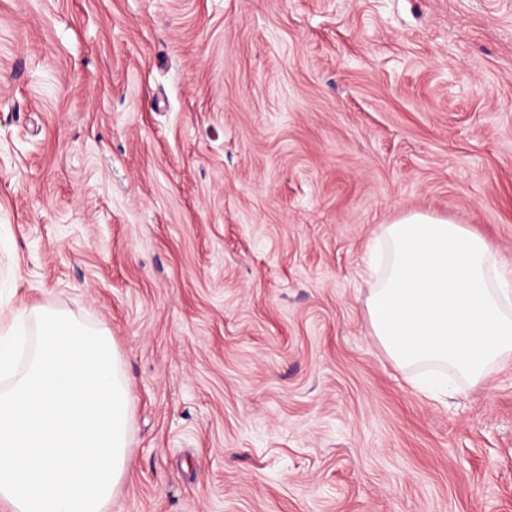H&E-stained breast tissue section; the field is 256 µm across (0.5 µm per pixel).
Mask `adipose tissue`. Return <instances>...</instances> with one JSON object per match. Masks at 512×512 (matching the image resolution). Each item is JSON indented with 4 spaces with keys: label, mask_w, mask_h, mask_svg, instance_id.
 I'll list each match as a JSON object with an SVG mask.
<instances>
[{
    "label": "adipose tissue",
    "mask_w": 512,
    "mask_h": 512,
    "mask_svg": "<svg viewBox=\"0 0 512 512\" xmlns=\"http://www.w3.org/2000/svg\"><path fill=\"white\" fill-rule=\"evenodd\" d=\"M371 333L407 369L442 364L475 387L512 364V265L466 224L423 213L383 225ZM35 343L25 366L26 336ZM0 512H107L130 469L131 389L108 330L25 305L0 316Z\"/></svg>",
    "instance_id": "adipose-tissue-1"
}]
</instances>
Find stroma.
I'll use <instances>...</instances> for the list:
<instances>
[{
	"mask_svg": "<svg viewBox=\"0 0 512 512\" xmlns=\"http://www.w3.org/2000/svg\"><path fill=\"white\" fill-rule=\"evenodd\" d=\"M412 212L512 265V0H0V307L116 344L108 512H512V366L367 325Z\"/></svg>",
	"mask_w": 512,
	"mask_h": 512,
	"instance_id": "1",
	"label": "stroma"
}]
</instances>
